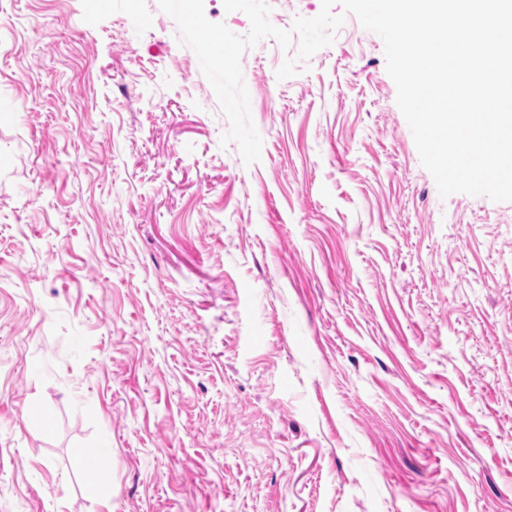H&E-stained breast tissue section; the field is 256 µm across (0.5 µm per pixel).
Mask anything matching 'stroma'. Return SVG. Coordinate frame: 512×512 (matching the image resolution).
Here are the masks:
<instances>
[{
    "label": "stroma",
    "mask_w": 512,
    "mask_h": 512,
    "mask_svg": "<svg viewBox=\"0 0 512 512\" xmlns=\"http://www.w3.org/2000/svg\"><path fill=\"white\" fill-rule=\"evenodd\" d=\"M344 16L247 165L157 0H0V512H512V202Z\"/></svg>",
    "instance_id": "1"
}]
</instances>
